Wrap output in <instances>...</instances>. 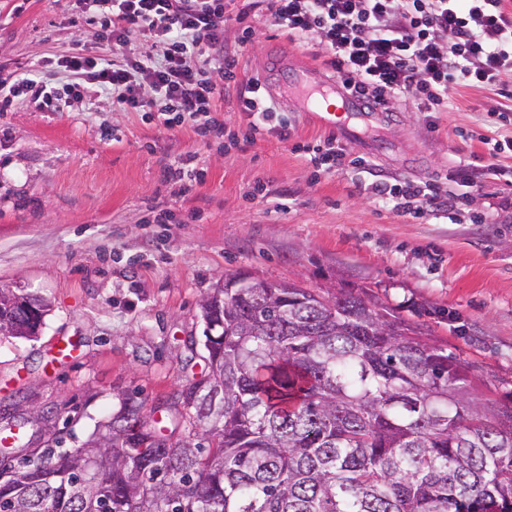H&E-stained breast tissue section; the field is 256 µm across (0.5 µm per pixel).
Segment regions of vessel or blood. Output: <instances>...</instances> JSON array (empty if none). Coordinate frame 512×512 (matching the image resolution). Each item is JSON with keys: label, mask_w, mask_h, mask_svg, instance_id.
<instances>
[{"label": "vessel or blood", "mask_w": 512, "mask_h": 512, "mask_svg": "<svg viewBox=\"0 0 512 512\" xmlns=\"http://www.w3.org/2000/svg\"><path fill=\"white\" fill-rule=\"evenodd\" d=\"M289 86L305 94L304 111L314 113L328 130L358 137L384 125L388 114L382 108L351 94L335 79L302 68L290 74Z\"/></svg>", "instance_id": "vessel-or-blood-1"}]
</instances>
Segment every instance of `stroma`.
<instances>
[{"label": "stroma", "instance_id": "1", "mask_svg": "<svg viewBox=\"0 0 512 512\" xmlns=\"http://www.w3.org/2000/svg\"><path fill=\"white\" fill-rule=\"evenodd\" d=\"M232 0L224 49L238 83L216 99L221 135L171 129L111 99L71 98L61 112L16 99L0 112V288L49 299L29 339L0 336V417L24 406L52 418L42 443L76 448L125 398L153 409L207 372L199 303L239 273L304 288H352L418 324L474 363L483 393L512 401V168L488 140H512V98L461 87L444 112L400 100L373 140L343 139V156L317 176L302 144L328 135L297 92L266 86L291 136L246 142L240 87L268 57L321 66L318 40L297 45L265 13L240 50ZM96 27H74L70 0H0V83L53 81L59 58L97 51ZM193 155L205 178L191 188L165 169ZM433 182L454 207L427 218L375 200L370 185ZM472 188H465V181ZM489 213L493 223H479Z\"/></svg>", "mask_w": 512, "mask_h": 512}]
</instances>
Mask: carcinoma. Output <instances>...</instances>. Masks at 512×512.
Returning a JSON list of instances; mask_svg holds the SVG:
<instances>
[{"mask_svg":"<svg viewBox=\"0 0 512 512\" xmlns=\"http://www.w3.org/2000/svg\"><path fill=\"white\" fill-rule=\"evenodd\" d=\"M36 334L50 303L20 295ZM208 373L163 415L124 406L99 448L4 430L0 512H512V403L352 289H224Z\"/></svg>","mask_w":512,"mask_h":512,"instance_id":"obj_1","label":"carcinoma"}]
</instances>
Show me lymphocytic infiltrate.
<instances>
[{"label":"lymphocytic infiltrate","mask_w":512,"mask_h":512,"mask_svg":"<svg viewBox=\"0 0 512 512\" xmlns=\"http://www.w3.org/2000/svg\"><path fill=\"white\" fill-rule=\"evenodd\" d=\"M79 19L99 28L101 53L83 48L60 58L61 86L27 77L0 85V112L25 95L51 112L70 96H106L123 112H154L173 127L212 110L236 61L224 53L226 0H77ZM505 0H247L237 15L246 24L265 7L290 40L319 39L338 79L382 107L399 99L422 112H444L463 86H497L512 72V10ZM149 35L146 52L132 53L133 37ZM372 194L417 216L438 208L432 186L377 181Z\"/></svg>","instance_id":"lymphocytic-infiltrate-1"}]
</instances>
